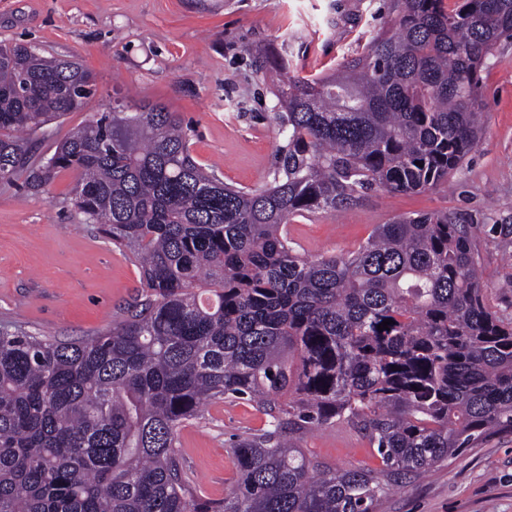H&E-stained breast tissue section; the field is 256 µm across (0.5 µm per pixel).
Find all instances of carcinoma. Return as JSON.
Returning <instances> with one entry per match:
<instances>
[{
    "label": "carcinoma",
    "instance_id": "obj_1",
    "mask_svg": "<svg viewBox=\"0 0 512 512\" xmlns=\"http://www.w3.org/2000/svg\"><path fill=\"white\" fill-rule=\"evenodd\" d=\"M394 24L332 74L271 59L283 135L271 180L224 183L159 103L112 109L28 164L48 123L96 94L73 60L0 44V180L76 174L73 204L140 267L112 329L62 341L0 329V512H379L389 491L512 433V321L485 302L468 219L404 215L355 252L308 258L288 224L380 188L448 183L474 148L481 71L512 40V0H389ZM386 319L393 324L380 331ZM266 428L238 438L224 500L196 496L176 431L214 400ZM344 423L378 465L299 446Z\"/></svg>",
    "mask_w": 512,
    "mask_h": 512
}]
</instances>
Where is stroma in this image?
Segmentation results:
<instances>
[{
    "label": "stroma",
    "instance_id": "35a3bbf8",
    "mask_svg": "<svg viewBox=\"0 0 512 512\" xmlns=\"http://www.w3.org/2000/svg\"><path fill=\"white\" fill-rule=\"evenodd\" d=\"M387 0H0V43L77 59L97 94L46 125L34 157L99 112L161 103L191 127L194 159L225 182L254 189L270 178L283 137L270 123L276 98L258 64L288 46V72L311 77L363 54L390 26ZM482 135L449 184L422 193L369 192L336 213L296 217L288 235L311 257L354 252L375 225L412 213L471 217L489 308L512 318V44L481 73ZM66 170L38 190L0 180V328L87 339L111 329L141 288L140 268L75 209ZM265 417L244 401L218 400L177 430L180 461L198 495L220 500L235 467L229 447ZM319 459L366 463V440L347 425L300 442ZM379 512H512V434L486 439L424 479L401 485Z\"/></svg>",
    "mask_w": 512,
    "mask_h": 512
}]
</instances>
